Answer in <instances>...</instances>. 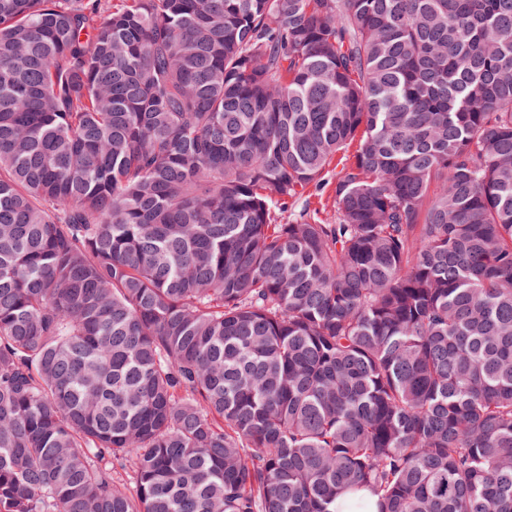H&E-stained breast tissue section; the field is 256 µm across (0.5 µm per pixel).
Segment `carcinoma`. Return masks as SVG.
<instances>
[{
    "label": "carcinoma",
    "instance_id": "carcinoma-1",
    "mask_svg": "<svg viewBox=\"0 0 512 512\" xmlns=\"http://www.w3.org/2000/svg\"><path fill=\"white\" fill-rule=\"evenodd\" d=\"M355 491L512 512V0H0V512ZM342 156V154H338L326 167L323 176L324 180L322 181L325 182L323 185H318L317 187L315 185L310 186L301 199L295 202H288L287 212L285 213L287 219L288 217H290V219L296 217L300 211L306 208L311 216L314 215V217L319 220L325 222L334 220L333 200L329 195L336 183V175L342 169L344 163L340 161ZM327 182L328 184L325 185ZM315 212L316 215L314 214Z\"/></svg>",
    "mask_w": 512,
    "mask_h": 512
}]
</instances>
